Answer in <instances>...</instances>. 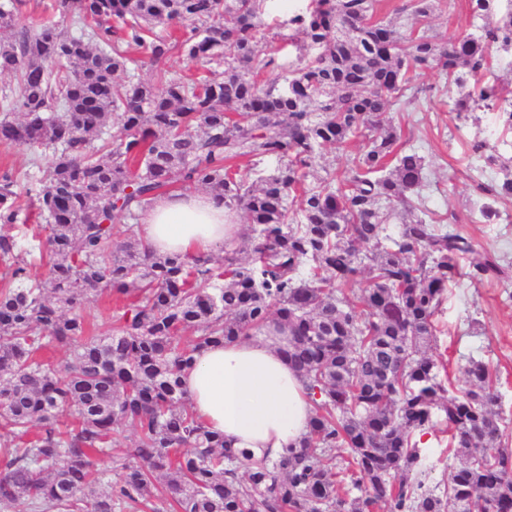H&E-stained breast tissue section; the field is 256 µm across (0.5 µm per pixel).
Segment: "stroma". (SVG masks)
I'll list each match as a JSON object with an SVG mask.
<instances>
[{"mask_svg":"<svg viewBox=\"0 0 512 512\" xmlns=\"http://www.w3.org/2000/svg\"><path fill=\"white\" fill-rule=\"evenodd\" d=\"M307 3L270 0L266 53L294 57V47L286 36L277 34L276 26L287 19L289 11L304 8ZM412 84L422 91L416 108L388 112L384 118L401 126L405 148L418 150L426 159L423 194L428 209L442 217L457 216L458 230L471 239L476 253L495 254L508 273L507 279L500 281L475 283L464 278L450 288L436 317L438 331L432 353L445 365L450 391L456 395L465 388V369L470 360L488 363L498 376L502 423L512 432V202L500 204L502 218L498 223L478 222L473 214L477 207L473 184L480 173L467 151L471 141L484 139L511 156L512 145H503L495 113H482L476 125L458 120L451 110L448 87L438 72H417ZM420 445L425 450L423 481L430 488L444 485L455 462L446 435L431 430L422 436Z\"/></svg>","mask_w":512,"mask_h":512,"instance_id":"obj_1","label":"stroma"}]
</instances>
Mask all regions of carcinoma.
Masks as SVG:
<instances>
[{"label":"carcinoma","mask_w":512,"mask_h":512,"mask_svg":"<svg viewBox=\"0 0 512 512\" xmlns=\"http://www.w3.org/2000/svg\"><path fill=\"white\" fill-rule=\"evenodd\" d=\"M440 2L412 0L395 23L377 18L376 0H310L288 17V63L262 55L268 0H60L76 35L21 24L16 0L0 3V73L15 77L0 94V142L48 157L23 185L46 236L20 253L0 234V258L13 259L0 286V507L114 512L151 502L161 476L177 512H512V448L489 365L470 361L455 396L427 355L448 286L503 268L487 253L462 272L472 241L429 216L424 157L400 150L402 128L381 119L417 100L409 73L433 69L456 87L460 118L494 111L512 134V90L479 80L512 48V7L468 0L469 29L441 35L430 26ZM173 51L218 68L139 77ZM353 142L360 154L341 176L308 183L323 150ZM470 152L494 173L477 189L480 221L495 224L512 200V157L479 139ZM244 158L252 181L232 165ZM15 186L0 175L4 226L26 223ZM174 189L243 214L250 261L114 245L118 220ZM36 254L45 265L32 277L25 257ZM364 273L361 294H345ZM90 295L133 301L90 335ZM271 321L287 328L284 353L314 405L307 434L273 460L207 429L181 379L199 349ZM50 346L68 350L63 369L40 360ZM438 413L460 461L431 489L416 435ZM127 427L136 440L112 482L99 462Z\"/></svg>","instance_id":"1"}]
</instances>
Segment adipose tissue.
I'll return each instance as SVG.
<instances>
[{
  "mask_svg": "<svg viewBox=\"0 0 512 512\" xmlns=\"http://www.w3.org/2000/svg\"><path fill=\"white\" fill-rule=\"evenodd\" d=\"M241 227L205 194H170L146 212L139 234L157 253L208 255L238 240ZM280 335H261L211 346L182 375L192 409L232 447L277 456L306 433L312 403L283 354Z\"/></svg>",
  "mask_w": 512,
  "mask_h": 512,
  "instance_id": "adipose-tissue-1",
  "label": "adipose tissue"
}]
</instances>
